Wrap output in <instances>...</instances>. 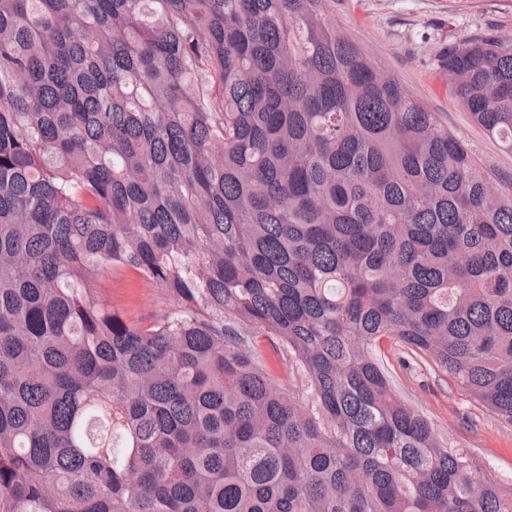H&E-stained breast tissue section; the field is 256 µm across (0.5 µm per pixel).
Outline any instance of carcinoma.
<instances>
[{
  "label": "carcinoma",
  "instance_id": "obj_1",
  "mask_svg": "<svg viewBox=\"0 0 512 512\" xmlns=\"http://www.w3.org/2000/svg\"><path fill=\"white\" fill-rule=\"evenodd\" d=\"M333 2L0 0V512H512L380 358L512 424V183ZM439 63L512 150V40ZM101 288L109 304L129 322L159 318L172 309L169 298L163 292L140 285L131 272L106 273Z\"/></svg>",
  "mask_w": 512,
  "mask_h": 512
}]
</instances>
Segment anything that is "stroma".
Listing matches in <instances>:
<instances>
[{"mask_svg": "<svg viewBox=\"0 0 512 512\" xmlns=\"http://www.w3.org/2000/svg\"><path fill=\"white\" fill-rule=\"evenodd\" d=\"M333 13L339 27L470 147L493 182L512 180V151L472 122L437 61L448 45L493 28L512 38V0H334ZM101 288L130 322L158 318L172 308L163 292L140 285L130 272L106 273ZM384 361L397 394L423 412L439 435L490 473L512 479V424L477 407L460 385L407 348H386Z\"/></svg>", "mask_w": 512, "mask_h": 512, "instance_id": "stroma-1", "label": "stroma"}]
</instances>
